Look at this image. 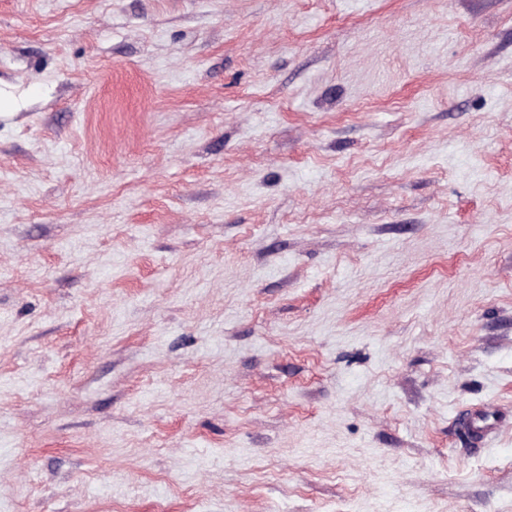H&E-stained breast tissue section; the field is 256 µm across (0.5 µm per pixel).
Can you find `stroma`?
Returning <instances> with one entry per match:
<instances>
[{"label": "stroma", "mask_w": 512, "mask_h": 512, "mask_svg": "<svg viewBox=\"0 0 512 512\" xmlns=\"http://www.w3.org/2000/svg\"><path fill=\"white\" fill-rule=\"evenodd\" d=\"M0 512H512V0H0Z\"/></svg>", "instance_id": "obj_1"}]
</instances>
